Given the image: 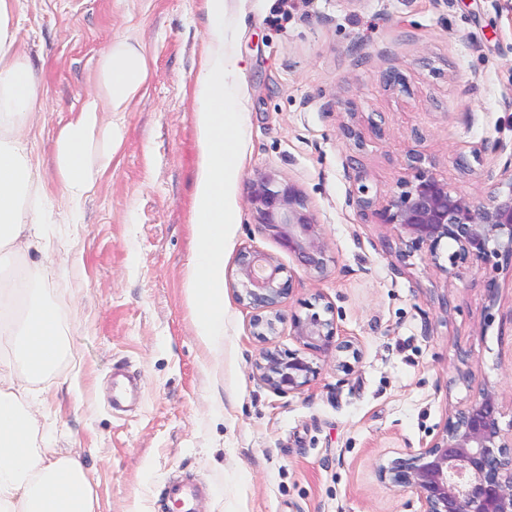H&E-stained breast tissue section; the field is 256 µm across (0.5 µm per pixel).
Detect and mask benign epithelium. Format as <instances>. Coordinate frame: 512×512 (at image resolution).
Wrapping results in <instances>:
<instances>
[{
  "instance_id": "1",
  "label": "benign epithelium",
  "mask_w": 512,
  "mask_h": 512,
  "mask_svg": "<svg viewBox=\"0 0 512 512\" xmlns=\"http://www.w3.org/2000/svg\"><path fill=\"white\" fill-rule=\"evenodd\" d=\"M414 180L377 206L370 198L349 200L362 215L396 230L402 260L425 249L436 270L448 276L490 258H500L512 270V158L507 161L495 189L480 199L452 191L437 174L420 167L413 153ZM251 203L256 222L267 235L294 255L305 272L323 277L328 270L329 244L322 225L309 210L302 192L292 183L268 173L252 180ZM454 244L450 267L439 263L442 240ZM229 285L242 288L240 301L252 309L254 335L264 344L255 368L260 379L278 393L301 390L317 373L307 354L352 353L354 343L338 335L333 317L313 311L292 319V331L302 349L288 353L272 344L284 320L283 299L290 280L277 256L243 251ZM502 402L496 387L484 383L469 404L449 413L444 427L421 448L378 468V476L414 494L418 512H512V435L500 426Z\"/></svg>"
}]
</instances>
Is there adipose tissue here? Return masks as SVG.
<instances>
[{"label": "adipose tissue", "instance_id": "obj_1", "mask_svg": "<svg viewBox=\"0 0 512 512\" xmlns=\"http://www.w3.org/2000/svg\"><path fill=\"white\" fill-rule=\"evenodd\" d=\"M20 0H0V512H96L97 497L84 464L37 440L30 384L63 355L61 317L38 286L40 266L18 278L14 255L39 246L46 222L41 173L31 161L33 120L42 86L29 57L14 45ZM151 69L142 45L115 38L98 65L99 90L61 126L52 146L61 194L80 208L110 157L94 159L101 113L124 114L147 85Z\"/></svg>", "mask_w": 512, "mask_h": 512}]
</instances>
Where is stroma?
I'll list each match as a JSON object with an SVG mask.
<instances>
[{
	"label": "stroma",
	"instance_id": "stroma-1",
	"mask_svg": "<svg viewBox=\"0 0 512 512\" xmlns=\"http://www.w3.org/2000/svg\"><path fill=\"white\" fill-rule=\"evenodd\" d=\"M205 7L21 0L16 49L48 91L32 150L51 211L42 286L68 348L32 387L39 421L88 469L98 512H168L162 491L184 476L210 487L199 512H417L412 493L379 480V462L430 441L479 382L497 387L500 425L512 427V276L490 262L448 279L420 251L398 260L392 226L348 198L362 186L374 199L400 193L413 153L450 189L487 192L512 155V0H231L250 133L224 265L244 249L279 258L291 281L281 350L298 349L291 320L319 295L360 352L346 369L315 356L317 374L291 394L260 380L252 311L232 288L223 350L196 334L188 257ZM127 33L152 79L72 226L53 142ZM347 122L359 140L343 136ZM258 172L302 191L329 242L324 278L257 225Z\"/></svg>",
	"mask_w": 512,
	"mask_h": 512
}]
</instances>
